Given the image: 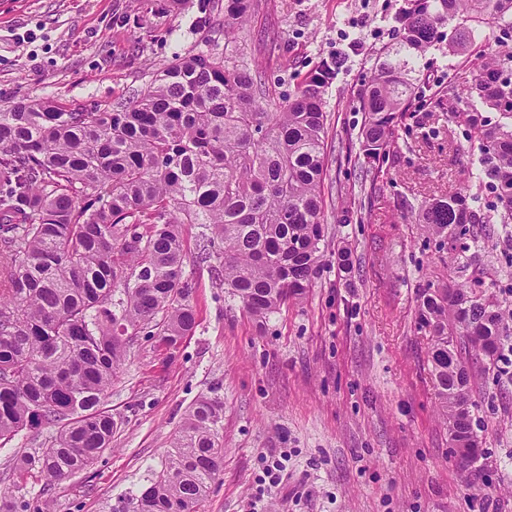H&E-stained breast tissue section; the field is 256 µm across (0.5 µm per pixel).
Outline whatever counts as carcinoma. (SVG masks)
Masks as SVG:
<instances>
[{
    "mask_svg": "<svg viewBox=\"0 0 512 512\" xmlns=\"http://www.w3.org/2000/svg\"><path fill=\"white\" fill-rule=\"evenodd\" d=\"M252 0H224V57L192 55L131 99L80 112L48 99L0 108V446L43 425L56 435L19 459L52 484L93 465L117 422L105 392L129 342L177 350L196 327L184 230L204 229V259L257 326L300 300L317 274L325 228L323 62L284 100L259 91L240 33ZM454 23L449 33L441 31ZM403 30L359 93L361 164L390 154L422 96L436 45L475 54L478 69L448 98L449 118L479 143L475 183L424 201L414 221L439 247L474 246L477 224L512 223V0H406ZM486 24L493 36L478 31ZM496 112L492 125L485 113ZM484 272L420 289L417 328L431 336V375L448 431L469 403V355L498 356L512 326L481 292ZM224 460V407L201 397L168 460L128 502L132 512H198Z\"/></svg>",
    "mask_w": 512,
    "mask_h": 512,
    "instance_id": "obj_1",
    "label": "carcinoma"
}]
</instances>
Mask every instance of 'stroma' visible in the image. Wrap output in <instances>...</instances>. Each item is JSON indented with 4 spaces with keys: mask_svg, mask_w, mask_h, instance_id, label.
Listing matches in <instances>:
<instances>
[{
    "mask_svg": "<svg viewBox=\"0 0 512 512\" xmlns=\"http://www.w3.org/2000/svg\"><path fill=\"white\" fill-rule=\"evenodd\" d=\"M243 34L250 66L285 96L344 52L328 92L325 243L302 301L264 327L217 287L186 229V270L198 287L197 326L177 352L134 338L105 401L117 429L87 470L50 485L20 476L44 426L0 448V491L41 512H121L161 471L189 407L224 404V464L199 512H512V383L497 362L473 363L470 410L484 450L462 465L451 448L417 330L416 297L457 276L485 274L486 294L512 312V240L448 253L413 223L422 201L463 188L477 161L444 104L456 59L430 50L441 85L413 101L376 181L348 164L358 149L357 92L374 56L401 36L405 0H255ZM224 54V0H0V105L49 98L87 112L128 99L177 58ZM351 252L343 273L337 250ZM279 480L266 482L268 465Z\"/></svg>",
    "mask_w": 512,
    "mask_h": 512,
    "instance_id": "1",
    "label": "stroma"
}]
</instances>
